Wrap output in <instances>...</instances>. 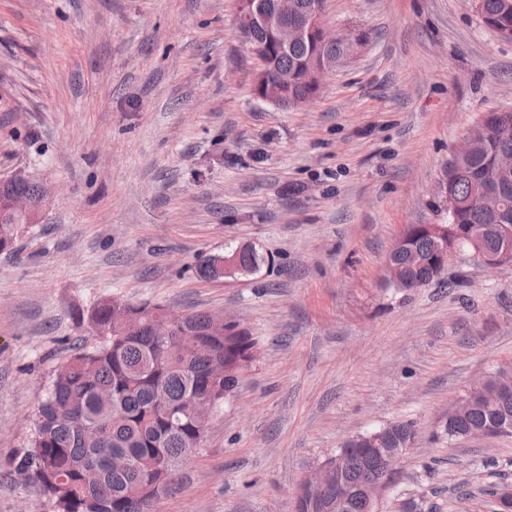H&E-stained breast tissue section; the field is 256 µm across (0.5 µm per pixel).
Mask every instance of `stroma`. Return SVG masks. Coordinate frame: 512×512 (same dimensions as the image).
<instances>
[{
    "label": "stroma",
    "mask_w": 512,
    "mask_h": 512,
    "mask_svg": "<svg viewBox=\"0 0 512 512\" xmlns=\"http://www.w3.org/2000/svg\"><path fill=\"white\" fill-rule=\"evenodd\" d=\"M237 0H0V178L52 198L0 253V512H55L11 461L101 301L160 303L247 329L257 354L153 512H294L350 436L415 440L378 512H494L512 436L453 439L449 409L512 366V266L457 251L403 291L386 259L437 224L438 184L485 114L512 111V41L472 0H325L360 37L308 104L253 93ZM247 245L248 274L201 255Z\"/></svg>",
    "instance_id": "35a3bbf8"
}]
</instances>
